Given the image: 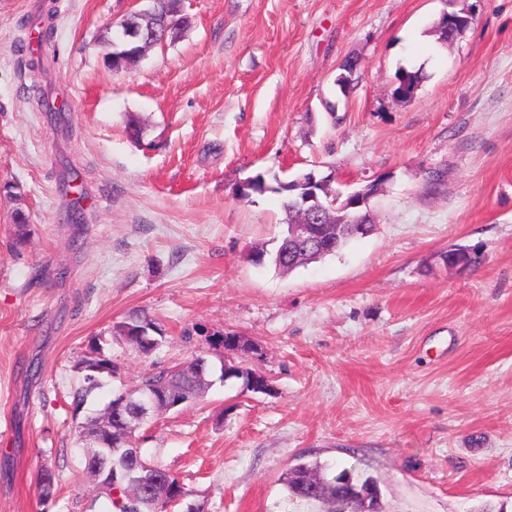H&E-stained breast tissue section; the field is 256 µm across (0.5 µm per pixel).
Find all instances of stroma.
Wrapping results in <instances>:
<instances>
[{"label": "stroma", "mask_w": 512, "mask_h": 512, "mask_svg": "<svg viewBox=\"0 0 512 512\" xmlns=\"http://www.w3.org/2000/svg\"><path fill=\"white\" fill-rule=\"evenodd\" d=\"M181 6L180 37L116 73L108 39L138 0H0V184L23 194L0 197V512H85L78 422L224 331L273 393L221 382L212 354L204 400L137 433L207 512H320L284 487L301 462L372 477L382 512H512V0ZM460 8L469 28L438 42ZM402 69L422 75L405 103ZM311 169L342 192L383 181L374 231L288 274L254 265L283 196L236 184ZM63 178L83 192L78 229ZM456 248L474 263H445ZM140 314L167 334L148 355L114 334ZM93 341L118 371L78 412Z\"/></svg>", "instance_id": "1"}]
</instances>
